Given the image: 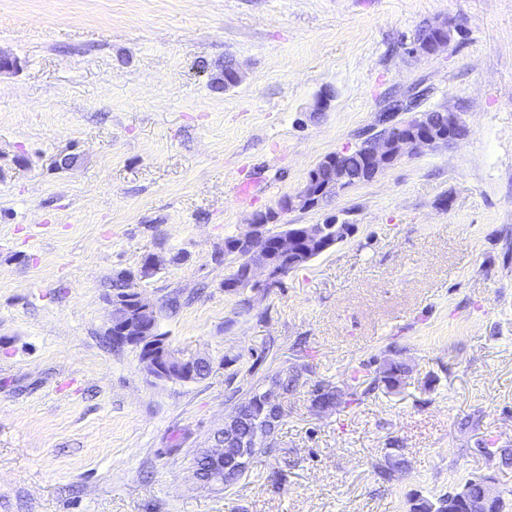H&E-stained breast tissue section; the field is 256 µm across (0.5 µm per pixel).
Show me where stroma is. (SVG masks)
Segmentation results:
<instances>
[{"label": "stroma", "instance_id": "obj_1", "mask_svg": "<svg viewBox=\"0 0 512 512\" xmlns=\"http://www.w3.org/2000/svg\"><path fill=\"white\" fill-rule=\"evenodd\" d=\"M437 22L447 47L411 53ZM0 52V512H409L482 475L512 512V0H0ZM414 89L466 135L281 214L354 231L243 310L225 238ZM148 255L139 286L201 381L112 347V277ZM396 355L399 387L312 409ZM303 363L277 453L200 486L230 394Z\"/></svg>", "mask_w": 512, "mask_h": 512}]
</instances>
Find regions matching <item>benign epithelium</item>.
Instances as JSON below:
<instances>
[{"mask_svg": "<svg viewBox=\"0 0 512 512\" xmlns=\"http://www.w3.org/2000/svg\"><path fill=\"white\" fill-rule=\"evenodd\" d=\"M445 36L434 42L414 39L411 51L428 56L436 54L448 44V30L438 26ZM414 95H409L404 109L393 112L387 117L380 115L379 123L383 128L369 138L363 172L372 180L384 169L405 156L415 155L424 147H437L442 142H451L465 133V124L458 112H423ZM318 183L316 174H311L305 185L297 193L285 197L279 210L268 209L253 215L249 230L235 237L234 253L246 261L244 282L256 293H266L268 289L279 285L285 276L280 267L279 258L286 256L288 250V233L282 232L278 238V253L263 247L269 236V226L278 222L279 212L288 210H307L320 206V201L328 200L348 188L347 181L337 178L327 181L316 190L312 186ZM353 226L339 224L336 220L328 225L311 224L302 228L301 236L320 241L329 248L343 241L352 233ZM111 317L108 333L117 347L132 346L139 349L142 365L147 373L160 381L172 383H190L196 375V365L169 348L166 337L157 334L148 319L155 315L156 303L148 300L138 288L127 291L125 295H115L109 300ZM236 415L224 421V438L220 442L212 439V445L204 449L207 456L208 476H195L202 486H214L224 481V460L243 458L248 454L246 448H232L231 427ZM480 493H471V487L455 489L448 492L456 508L461 512H490L492 504L501 496L496 481L491 476L479 480Z\"/></svg>", "mask_w": 512, "mask_h": 512, "instance_id": "obj_1", "label": "benign epithelium"}]
</instances>
